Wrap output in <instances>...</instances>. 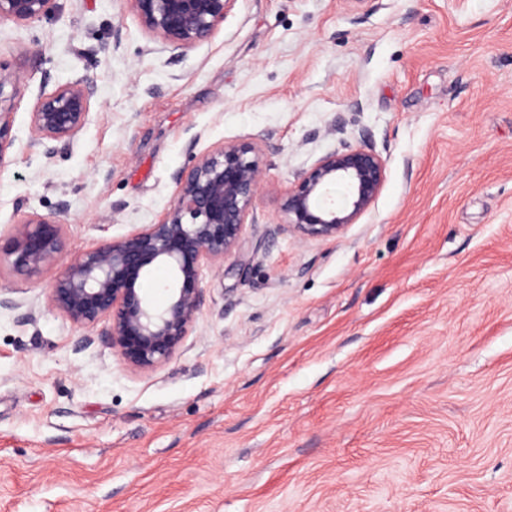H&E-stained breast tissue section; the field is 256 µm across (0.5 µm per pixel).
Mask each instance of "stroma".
Instances as JSON below:
<instances>
[{"mask_svg":"<svg viewBox=\"0 0 512 512\" xmlns=\"http://www.w3.org/2000/svg\"><path fill=\"white\" fill-rule=\"evenodd\" d=\"M0 70V235L59 214L62 263L161 222L192 156L262 159L154 371L54 310L53 272L0 275V512H512V0H232L192 48L126 0H58L0 21ZM69 83L90 119L50 160L30 114ZM347 145L383 156L381 193L299 238L289 188Z\"/></svg>","mask_w":512,"mask_h":512,"instance_id":"stroma-1","label":"stroma"}]
</instances>
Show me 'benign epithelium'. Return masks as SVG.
I'll list each match as a JSON object with an SVG mask.
<instances>
[{
  "label": "benign epithelium",
  "mask_w": 512,
  "mask_h": 512,
  "mask_svg": "<svg viewBox=\"0 0 512 512\" xmlns=\"http://www.w3.org/2000/svg\"><path fill=\"white\" fill-rule=\"evenodd\" d=\"M142 28L163 45L192 48L209 41L230 0H126ZM57 0H0V20L40 21ZM90 89L58 87L31 113L34 143L54 158L73 146L90 119ZM13 144L8 113L0 111V169ZM262 174L260 152L250 141L217 145L194 157L176 175L178 192L158 224L107 239L63 266L54 276L50 302L76 326L105 324L101 336L125 363L152 371L186 343L203 303V269L232 255L244 234ZM386 178L383 157L371 148L345 147L321 157L288 189L284 212L295 234L335 239L366 213ZM341 186L344 194H333ZM66 249V225L53 215L25 213L0 246V273L39 278ZM165 267L164 305L142 285Z\"/></svg>",
  "instance_id": "7a95c632"
}]
</instances>
